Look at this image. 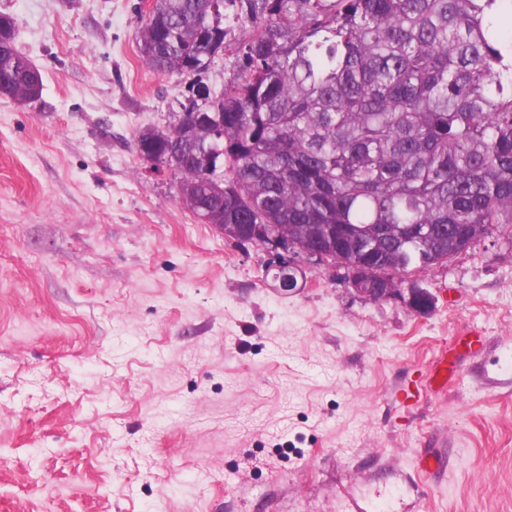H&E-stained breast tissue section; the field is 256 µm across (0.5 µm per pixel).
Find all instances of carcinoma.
<instances>
[{
    "mask_svg": "<svg viewBox=\"0 0 512 512\" xmlns=\"http://www.w3.org/2000/svg\"><path fill=\"white\" fill-rule=\"evenodd\" d=\"M237 2L253 27L240 44L224 0H156L140 30L160 72L244 56L224 91L205 86L186 117L135 135L176 155L192 213L226 230L275 224L369 272L368 288L512 227V0ZM31 74L16 50L0 63L23 104L42 95Z\"/></svg>",
    "mask_w": 512,
    "mask_h": 512,
    "instance_id": "obj_1",
    "label": "carcinoma"
}]
</instances>
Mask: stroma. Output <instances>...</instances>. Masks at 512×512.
Wrapping results in <instances>:
<instances>
[{
    "instance_id": "35a3bbf8",
    "label": "stroma",
    "mask_w": 512,
    "mask_h": 512,
    "mask_svg": "<svg viewBox=\"0 0 512 512\" xmlns=\"http://www.w3.org/2000/svg\"><path fill=\"white\" fill-rule=\"evenodd\" d=\"M40 70V100L0 97V512H512V244L492 233L357 295L340 264L238 243L150 173L136 133L198 86L223 91L236 51L201 75L143 61L140 0H0ZM483 351L445 393L398 394L444 343ZM446 455L425 479L421 451Z\"/></svg>"
}]
</instances>
